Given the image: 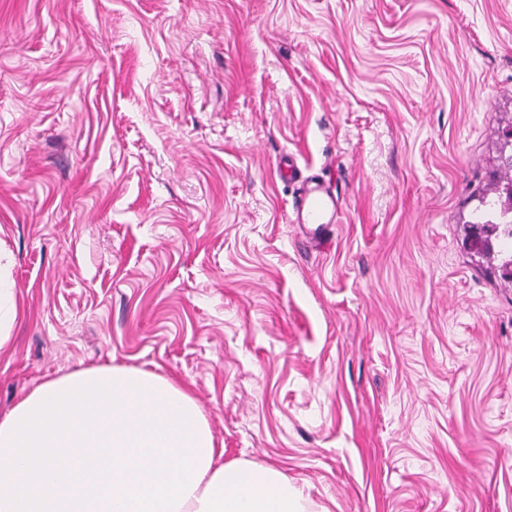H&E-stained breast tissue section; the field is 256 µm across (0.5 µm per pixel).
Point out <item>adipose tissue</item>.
<instances>
[{"label": "adipose tissue", "mask_w": 512, "mask_h": 512, "mask_svg": "<svg viewBox=\"0 0 512 512\" xmlns=\"http://www.w3.org/2000/svg\"><path fill=\"white\" fill-rule=\"evenodd\" d=\"M0 512H308L272 466L222 461L193 394L127 365L41 382L0 419Z\"/></svg>", "instance_id": "ef3b65f1"}]
</instances>
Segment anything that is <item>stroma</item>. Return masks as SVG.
<instances>
[{
  "label": "stroma",
  "instance_id": "stroma-1",
  "mask_svg": "<svg viewBox=\"0 0 512 512\" xmlns=\"http://www.w3.org/2000/svg\"><path fill=\"white\" fill-rule=\"evenodd\" d=\"M511 129L512 0H0V416L134 366L313 512H512ZM506 189H509L510 199L512 195L511 175L507 178L500 191H497V189L492 190L494 192L491 193L496 195L495 198L488 197V192L479 198V205L475 210L477 220L479 221H477L478 224L472 223L474 224L472 230L476 236L481 234V226L479 224H482V233L498 231L503 226L502 231L504 233L507 232V235L512 238V204H509L508 208L504 207ZM336 213V198L326 187L315 184L308 186L298 208V224H302L312 238H322ZM331 219L326 221V216ZM3 299V305H2ZM17 317V311L11 300L10 289L2 288L0 290V352L9 344L11 336L9 330Z\"/></svg>",
  "mask_w": 512,
  "mask_h": 512
}]
</instances>
